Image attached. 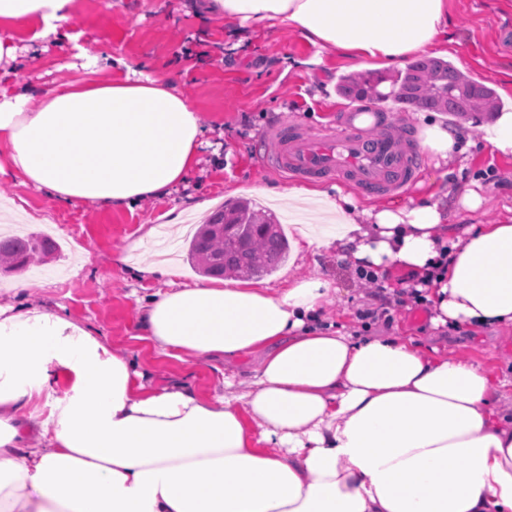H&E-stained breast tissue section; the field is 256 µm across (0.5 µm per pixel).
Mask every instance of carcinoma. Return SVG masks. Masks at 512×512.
Here are the masks:
<instances>
[{
    "label": "carcinoma",
    "mask_w": 512,
    "mask_h": 512,
    "mask_svg": "<svg viewBox=\"0 0 512 512\" xmlns=\"http://www.w3.org/2000/svg\"><path fill=\"white\" fill-rule=\"evenodd\" d=\"M391 81L397 87L396 101L406 111L446 112L463 117L495 111L493 88L468 79L452 63L422 56L386 78L381 74L345 77L338 92L351 99L382 100L387 94L379 86ZM55 250L53 243L38 235L0 239V273L23 272ZM288 243L278 222L246 202L224 205L200 225L189 241L186 259L203 275L259 277L273 271L286 256Z\"/></svg>",
    "instance_id": "obj_1"
}]
</instances>
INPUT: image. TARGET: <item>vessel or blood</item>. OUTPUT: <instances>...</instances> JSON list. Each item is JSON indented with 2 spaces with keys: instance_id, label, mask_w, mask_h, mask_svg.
Wrapping results in <instances>:
<instances>
[{
  "instance_id": "b4317fda",
  "label": "vessel or blood",
  "mask_w": 512,
  "mask_h": 512,
  "mask_svg": "<svg viewBox=\"0 0 512 512\" xmlns=\"http://www.w3.org/2000/svg\"><path fill=\"white\" fill-rule=\"evenodd\" d=\"M279 143L270 163L294 178L341 176L364 194L404 191L416 179L419 158L392 134L350 129L316 132L294 123L273 132Z\"/></svg>"
}]
</instances>
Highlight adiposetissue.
Instances as JSON below:
<instances>
[{"label": "adipose tissue", "instance_id": "1", "mask_svg": "<svg viewBox=\"0 0 512 512\" xmlns=\"http://www.w3.org/2000/svg\"><path fill=\"white\" fill-rule=\"evenodd\" d=\"M71 0H0L72 47ZM226 24L279 21L355 68L448 50L446 0H211ZM96 62L30 107L0 78V174L66 206L169 194L202 137L178 76L100 82ZM335 234L302 233L353 268L425 276L432 327L512 326V224H464L428 199L359 208L340 187L293 188ZM331 283L235 280L156 290L140 339L163 357L223 359L224 394L156 388L68 315L0 305V512H512V395L481 362L324 316ZM251 357L247 372L233 365Z\"/></svg>", "mask_w": 512, "mask_h": 512}]
</instances>
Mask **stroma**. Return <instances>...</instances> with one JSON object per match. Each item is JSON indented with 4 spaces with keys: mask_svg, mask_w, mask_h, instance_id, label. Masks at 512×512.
Masks as SVG:
<instances>
[{
    "mask_svg": "<svg viewBox=\"0 0 512 512\" xmlns=\"http://www.w3.org/2000/svg\"><path fill=\"white\" fill-rule=\"evenodd\" d=\"M448 62L472 79L495 89L500 107H512V0H447ZM69 31L79 37V50L63 52L31 37V28L0 19V37L11 38L18 57L11 76L33 98L62 87L81 72L87 59L99 62L98 78L118 77L115 59L160 75L179 74V88L192 103L202 125L201 163L185 187L134 209L85 205L65 206L46 191L22 184L19 177L0 176V198L14 202L21 215L8 229L48 234L58 246L55 260L27 270V290L5 294L11 276L0 277V304H30L61 309L126 352L137 369L154 383L181 381L208 398L224 393V364L209 358L188 364L160 358L137 340L136 292L144 288L134 271L116 266L114 254L136 245V259L148 264L168 260L192 283L198 272L185 258V237L227 200H249L274 213L289 242L301 226L317 236L334 234L332 218L309 220L299 208L268 196L296 186L346 187L344 179H295L265 163L278 144L271 128L290 122L310 130L351 126L353 99L340 96L337 84L352 72L350 61L332 51L316 52L288 25L228 26L208 14L202 0H73ZM382 119L376 131L401 132L410 146L421 133L418 113L402 111L394 101L378 103ZM437 121L464 130L474 147L441 165L423 160L405 200L433 197L448 210L449 224H512V157L483 148V123L469 117L436 113ZM480 183L484 202L474 212L460 199ZM330 276L333 302L327 308L335 327L359 329L369 322L375 335L400 333L429 336V313L397 303L398 288L410 273L395 269L380 278L381 296H373L334 253L315 249L307 256L289 252L262 286L284 288L289 277ZM451 350L487 366L512 365V329H489L470 339L451 337Z\"/></svg>",
    "mask_w": 512,
    "mask_h": 512,
    "instance_id": "obj_1",
    "label": "stroma"
}]
</instances>
